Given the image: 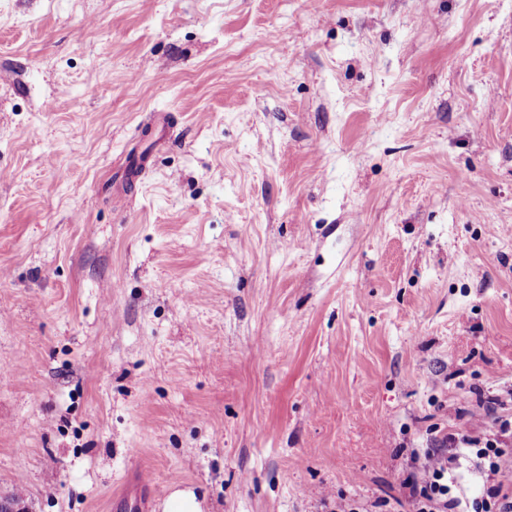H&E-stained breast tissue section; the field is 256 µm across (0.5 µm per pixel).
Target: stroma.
<instances>
[{
  "instance_id": "1",
  "label": "stroma",
  "mask_w": 512,
  "mask_h": 512,
  "mask_svg": "<svg viewBox=\"0 0 512 512\" xmlns=\"http://www.w3.org/2000/svg\"><path fill=\"white\" fill-rule=\"evenodd\" d=\"M498 416L512 0H0V497L411 512Z\"/></svg>"
}]
</instances>
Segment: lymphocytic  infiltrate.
Listing matches in <instances>:
<instances>
[{"instance_id": "f902f5d3", "label": "lymphocytic infiltrate", "mask_w": 512, "mask_h": 512, "mask_svg": "<svg viewBox=\"0 0 512 512\" xmlns=\"http://www.w3.org/2000/svg\"><path fill=\"white\" fill-rule=\"evenodd\" d=\"M511 430L504 422L498 432L484 436L450 433L416 455V473L407 483L414 512H512V481L503 478L502 448V437ZM466 461L487 482L485 496H464L459 470Z\"/></svg>"}]
</instances>
